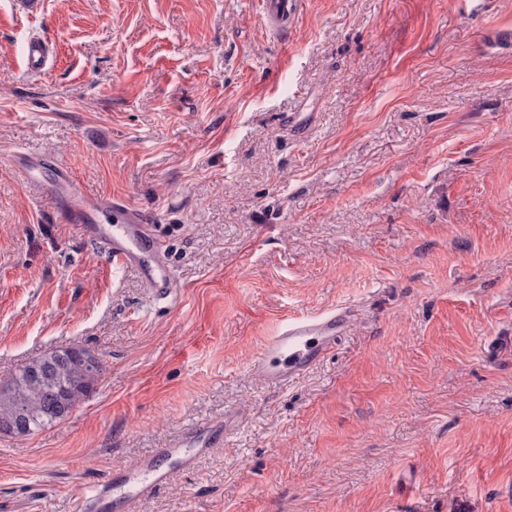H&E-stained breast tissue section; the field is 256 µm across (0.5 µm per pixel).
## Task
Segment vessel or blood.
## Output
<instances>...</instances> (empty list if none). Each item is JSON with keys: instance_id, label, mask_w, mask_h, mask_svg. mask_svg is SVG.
Listing matches in <instances>:
<instances>
[{"instance_id": "obj_1", "label": "vessel or blood", "mask_w": 512, "mask_h": 512, "mask_svg": "<svg viewBox=\"0 0 512 512\" xmlns=\"http://www.w3.org/2000/svg\"><path fill=\"white\" fill-rule=\"evenodd\" d=\"M262 6L274 22L286 20L297 9L295 0H262ZM47 62L46 40L31 38L26 50L28 69L45 72ZM14 166L28 180L37 181L44 197L59 204L65 219L97 246L113 271H134L153 297L175 300V273L145 214L122 200L89 192L67 169H57L53 180L41 182L37 176L42 161L20 153ZM352 313V308L341 306L318 315L286 318L252 360L253 374L268 384L293 382L335 349ZM235 424V418L229 417L223 423L196 428L170 447L154 449L151 455L113 470L75 498L71 512H131L136 501L165 488L175 473L193 469L198 458L209 452L215 433H228Z\"/></svg>"}]
</instances>
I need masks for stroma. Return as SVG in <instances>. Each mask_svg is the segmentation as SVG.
Returning <instances> with one entry per match:
<instances>
[{
  "label": "stroma",
  "mask_w": 512,
  "mask_h": 512,
  "mask_svg": "<svg viewBox=\"0 0 512 512\" xmlns=\"http://www.w3.org/2000/svg\"><path fill=\"white\" fill-rule=\"evenodd\" d=\"M49 41L30 74L28 39ZM143 210L153 300L11 162ZM354 309L282 388L290 316ZM100 357L0 437V512H69L187 429L239 424L134 512H512V0H0V380ZM262 6L270 21L279 22L288 20V14L295 13L298 4L293 0H263ZM69 354L92 368L99 365L96 374L90 376L81 364L64 361L59 349L46 352L0 381V419L22 414L27 436L70 414L93 392L102 362L81 347H70Z\"/></svg>",
  "instance_id": "35a3bbf8"
}]
</instances>
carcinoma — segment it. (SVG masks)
<instances>
[{"instance_id": "obj_1", "label": "carcinoma", "mask_w": 512, "mask_h": 512, "mask_svg": "<svg viewBox=\"0 0 512 512\" xmlns=\"http://www.w3.org/2000/svg\"><path fill=\"white\" fill-rule=\"evenodd\" d=\"M97 378L64 361L60 350L46 352L0 381V419L22 414L24 435H31L70 414L93 392Z\"/></svg>"}]
</instances>
